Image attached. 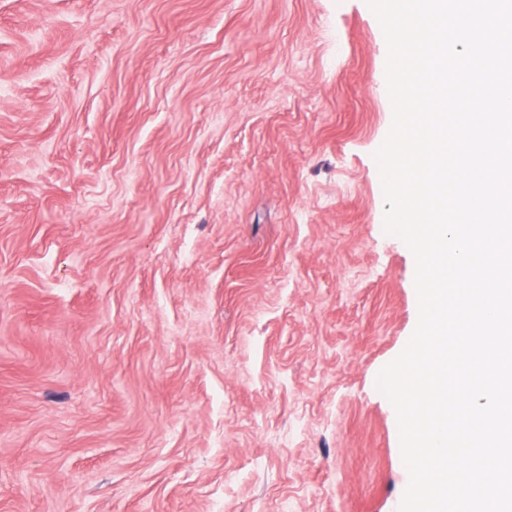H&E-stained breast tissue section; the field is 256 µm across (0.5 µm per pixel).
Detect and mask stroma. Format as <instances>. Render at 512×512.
I'll use <instances>...</instances> for the list:
<instances>
[{
  "mask_svg": "<svg viewBox=\"0 0 512 512\" xmlns=\"http://www.w3.org/2000/svg\"><path fill=\"white\" fill-rule=\"evenodd\" d=\"M387 52L365 0H0V512H397Z\"/></svg>",
  "mask_w": 512,
  "mask_h": 512,
  "instance_id": "1",
  "label": "stroma"
}]
</instances>
